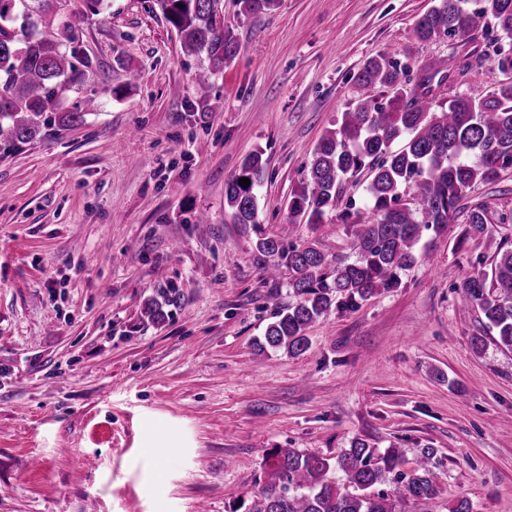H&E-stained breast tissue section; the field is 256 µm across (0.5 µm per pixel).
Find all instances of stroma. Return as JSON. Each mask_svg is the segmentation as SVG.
<instances>
[{"label":"stroma","instance_id":"1","mask_svg":"<svg viewBox=\"0 0 512 512\" xmlns=\"http://www.w3.org/2000/svg\"><path fill=\"white\" fill-rule=\"evenodd\" d=\"M433 0H280L224 23L241 53L207 91L154 0H71L90 87L126 85L83 124L0 149V512H230L265 455L334 457L354 439L433 451L431 512L469 497L512 512V351L470 340L464 278L512 248V169L469 190L487 234L425 236L398 287L312 324L299 356L254 345L286 280L224 211V182L262 149L260 222L287 237L291 190L324 129L359 99L364 62L401 57ZM135 85H127L129 72ZM206 223H194L196 213ZM297 235L348 256L336 214ZM181 300L142 315L157 288ZM168 451L165 459L149 445Z\"/></svg>","mask_w":512,"mask_h":512}]
</instances>
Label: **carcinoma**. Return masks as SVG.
<instances>
[{
	"mask_svg": "<svg viewBox=\"0 0 512 512\" xmlns=\"http://www.w3.org/2000/svg\"><path fill=\"white\" fill-rule=\"evenodd\" d=\"M176 29L182 52L199 60L194 81L201 91L224 73L240 51L224 28V0H155ZM279 0H234L244 18L270 12ZM436 0L412 28L410 44L399 60L377 55L356 75L362 85L393 92L385 104L359 100L338 113L323 131L308 172L287 202L288 229L318 224L338 209L347 182L370 173L368 204L348 205L340 214L349 225L351 259L329 257L314 242L284 244L266 235L259 221L260 194L266 175L263 152L247 153L224 183V210L232 223L255 234L256 250L268 260L267 275L277 280L288 271L296 302L276 313L257 348L285 349L298 356L309 347L308 328L331 309L349 310L399 285L400 273L416 261L423 234H440L448 224L467 225V233L487 232L488 208L461 204L474 185L489 183L512 167V79L499 81L477 96L449 93L451 74L440 61L422 63L416 45L447 38L468 47L479 20H490L512 36V0ZM53 31L57 38L45 37ZM59 0H0V144L19 147L40 140L55 125L72 127L99 107L96 96L83 98L76 110L61 109L62 95L82 87L88 69L72 44ZM250 180L247 187L239 179ZM180 292L156 289L142 315L161 323ZM460 304L479 310L484 334L471 337L480 351L487 340L512 350V249L497 253L490 268L467 276ZM432 453L411 470L402 469L397 448L383 451L357 438L337 457L273 448L267 454L268 481L252 497L246 512H401L409 502L429 512L436 491ZM393 486L388 492L385 485Z\"/></svg>",
	"mask_w": 512,
	"mask_h": 512,
	"instance_id": "1",
	"label": "carcinoma"
}]
</instances>
